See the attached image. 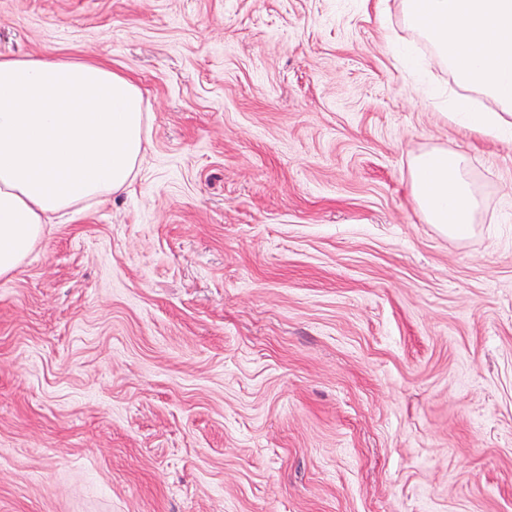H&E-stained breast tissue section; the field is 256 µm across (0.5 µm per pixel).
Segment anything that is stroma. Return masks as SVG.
<instances>
[{"mask_svg": "<svg viewBox=\"0 0 512 512\" xmlns=\"http://www.w3.org/2000/svg\"><path fill=\"white\" fill-rule=\"evenodd\" d=\"M0 55L150 113L0 278V512H512V139L445 116L398 0H0ZM434 148L462 239L410 195ZM466 158L448 149L416 155L409 162L413 202L428 224L452 237L470 234L480 201L464 173Z\"/></svg>", "mask_w": 512, "mask_h": 512, "instance_id": "1", "label": "stroma"}]
</instances>
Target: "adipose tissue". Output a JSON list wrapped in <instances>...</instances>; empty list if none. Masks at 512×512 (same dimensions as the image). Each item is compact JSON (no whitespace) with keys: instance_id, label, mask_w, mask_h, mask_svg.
<instances>
[{"instance_id":"ef3b65f1","label":"adipose tissue","mask_w":512,"mask_h":512,"mask_svg":"<svg viewBox=\"0 0 512 512\" xmlns=\"http://www.w3.org/2000/svg\"><path fill=\"white\" fill-rule=\"evenodd\" d=\"M404 23L457 83L492 99L448 117L482 135L512 134V0H399ZM149 115L139 87L90 61L0 56V278L15 272L47 224L123 191L136 177ZM466 158L448 149L409 162L413 202L427 223L470 234L480 201Z\"/></svg>"}]
</instances>
